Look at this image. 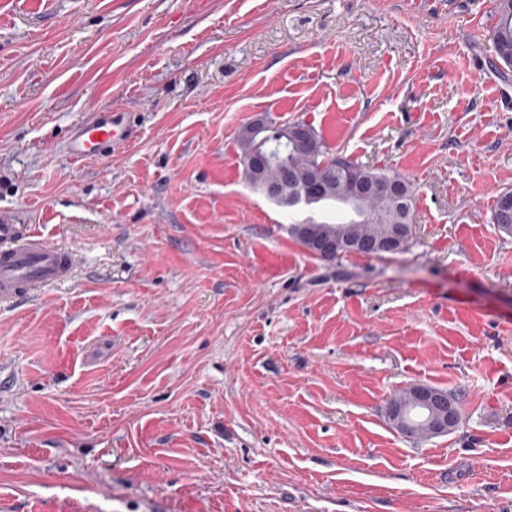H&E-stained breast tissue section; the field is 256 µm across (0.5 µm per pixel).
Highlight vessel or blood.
Listing matches in <instances>:
<instances>
[{"instance_id":"b4317fda","label":"vessel or blood","mask_w":512,"mask_h":512,"mask_svg":"<svg viewBox=\"0 0 512 512\" xmlns=\"http://www.w3.org/2000/svg\"><path fill=\"white\" fill-rule=\"evenodd\" d=\"M139 135L131 113L104 105L73 126L67 154L76 162L103 158L129 148ZM74 252L46 242L21 224L16 210L0 208V300L21 301L29 291L68 280Z\"/></svg>"}]
</instances>
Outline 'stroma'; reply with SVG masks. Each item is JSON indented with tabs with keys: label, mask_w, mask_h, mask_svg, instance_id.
<instances>
[{
	"label": "stroma",
	"mask_w": 512,
	"mask_h": 512,
	"mask_svg": "<svg viewBox=\"0 0 512 512\" xmlns=\"http://www.w3.org/2000/svg\"><path fill=\"white\" fill-rule=\"evenodd\" d=\"M496 0H0V208L82 255L0 306V512H512V79ZM129 150L77 164L97 106ZM305 120L416 190L328 264L246 181ZM460 401L410 438L390 398ZM497 24L493 34L496 66L503 73L512 69V0L497 3ZM139 128L131 112L99 106L91 117L73 126L67 140V154L75 162L103 158L129 148L138 138ZM505 206L508 212L504 210ZM491 220L500 232L512 236V191H503L498 195L492 209Z\"/></svg>",
	"instance_id": "obj_1"
}]
</instances>
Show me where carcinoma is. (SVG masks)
Instances as JSON below:
<instances>
[{
	"mask_svg": "<svg viewBox=\"0 0 512 512\" xmlns=\"http://www.w3.org/2000/svg\"><path fill=\"white\" fill-rule=\"evenodd\" d=\"M496 66L506 72L512 69V0H498L497 24L493 34ZM304 126L308 133L294 134V142L288 144V173L280 166L264 165L263 157L269 146L258 144L244 133L238 134L240 161L246 180L261 195L268 189L277 192L279 205L293 206V201L304 186L322 172L332 174L331 199L321 207L336 206V197L345 196L354 191L355 186H369L377 183L394 185L390 196H368L362 202L367 220L355 223L349 219L328 221L308 217L291 225V233L315 257L332 262L344 256L336 251L328 241L336 237V230L364 244L362 253L375 255L374 243L386 236L392 225L410 223L411 211L415 200V187L406 178L387 170L367 168L353 160L336 155L326 143L321 133L310 123L303 120L286 123L293 127ZM492 223L507 236H512V191H503L496 198L491 215Z\"/></svg>",
	"mask_w": 512,
	"mask_h": 512,
	"instance_id": "cac0c4a2",
	"label": "carcinoma"
}]
</instances>
